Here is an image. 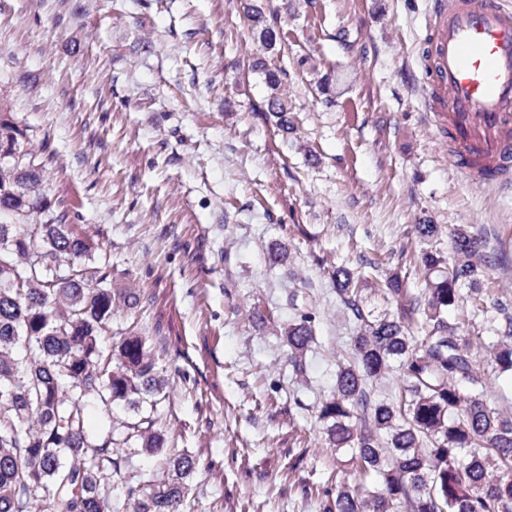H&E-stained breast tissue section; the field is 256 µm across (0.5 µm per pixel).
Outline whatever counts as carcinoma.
<instances>
[{
    "label": "carcinoma",
    "mask_w": 512,
    "mask_h": 512,
    "mask_svg": "<svg viewBox=\"0 0 512 512\" xmlns=\"http://www.w3.org/2000/svg\"><path fill=\"white\" fill-rule=\"evenodd\" d=\"M245 17L254 40L288 50V33L259 8L248 5ZM255 68L266 112L288 131L286 70ZM27 138L17 113L0 111V512H185L195 475L212 463L169 450L159 405L170 382L141 320L105 344L115 311L143 309L153 297L112 287L110 254L42 188L45 162L25 151ZM452 250L449 262L433 252L417 257L422 292L389 278L376 316L365 311L362 291L366 269L383 261L336 269V295L354 332L317 407L326 447L344 454L336 493L319 512H512V414L488 402L486 383L490 370L512 374V318L485 365L471 328L499 303L475 287L484 243L458 225ZM287 300L296 310L283 332L288 363L301 373L315 314L298 306L297 292ZM466 308L448 321L450 310ZM387 376L397 385L391 398L374 386ZM92 399L127 414L92 434ZM132 446L162 461L160 479L133 474L122 453Z\"/></svg>",
    "instance_id": "obj_1"
}]
</instances>
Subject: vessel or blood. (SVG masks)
I'll list each match as a JSON object with an SVG mask.
<instances>
[{
	"mask_svg": "<svg viewBox=\"0 0 512 512\" xmlns=\"http://www.w3.org/2000/svg\"><path fill=\"white\" fill-rule=\"evenodd\" d=\"M419 105L470 183L512 182V8L501 0H430Z\"/></svg>",
	"mask_w": 512,
	"mask_h": 512,
	"instance_id": "vessel-or-blood-1",
	"label": "vessel or blood"
}]
</instances>
